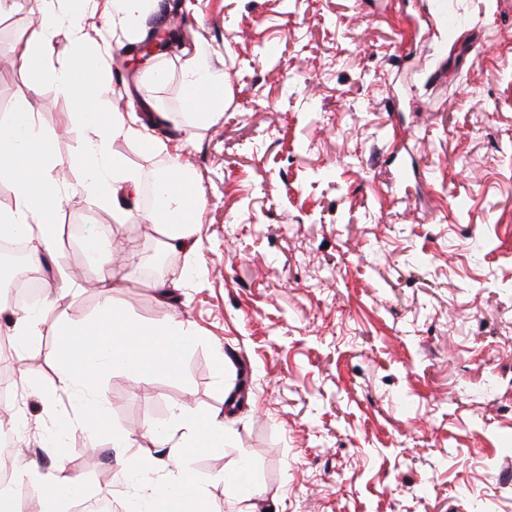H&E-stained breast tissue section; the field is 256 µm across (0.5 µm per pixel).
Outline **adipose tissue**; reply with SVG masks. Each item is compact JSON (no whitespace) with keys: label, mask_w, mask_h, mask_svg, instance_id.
<instances>
[{"label":"adipose tissue","mask_w":512,"mask_h":512,"mask_svg":"<svg viewBox=\"0 0 512 512\" xmlns=\"http://www.w3.org/2000/svg\"><path fill=\"white\" fill-rule=\"evenodd\" d=\"M94 6L95 0H35L38 23L15 63L24 71L40 67L42 77L29 85L27 95L16 103L13 112L0 118V181L8 182L13 191L12 206L0 209V240L25 237L30 244L29 257L36 264L57 249L56 216L67 189L60 171L80 168L84 174L82 189L99 205L120 214L136 193L140 175L113 151V143L135 140L160 154L170 151L166 143L150 134L136 113L113 111L109 100L111 43L105 37L91 36L82 24L84 14ZM63 26L72 32V47L67 59L56 63L52 60L53 39ZM46 82L69 102L68 123L81 125L88 132L80 153L66 160L58 154L54 137L39 123L37 106ZM183 90L203 96L195 114L198 122L209 121L223 108L224 74L214 68L205 50H196L187 64ZM181 169V164L173 161L165 170V187L159 199L171 221L160 225L159 233L164 249L190 254L199 248L194 229L202 211L187 196ZM100 254L105 269L98 276L96 312L83 322L62 319L52 326L58 340L54 388L71 397L70 423L94 437L101 434L99 421L107 417L105 403L95 388L104 371H121L135 379L154 372H178L181 351L194 339L189 325L178 317L146 326L123 313L113 295L117 283L107 269L112 256ZM8 336L18 360L13 382L33 389L37 377L24 358L41 336L39 314L12 312ZM178 420L185 429L181 450L163 460L145 453L130 455L120 475L126 480L166 472L167 481L151 488V497L159 503L181 506L182 512H201L205 503L202 488L181 460L185 449L215 446L214 436L223 432L224 423L216 418L199 420L187 413Z\"/></svg>","instance_id":"adipose-tissue-1"}]
</instances>
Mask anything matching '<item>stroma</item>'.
<instances>
[{
  "label": "stroma",
  "instance_id": "obj_1",
  "mask_svg": "<svg viewBox=\"0 0 512 512\" xmlns=\"http://www.w3.org/2000/svg\"><path fill=\"white\" fill-rule=\"evenodd\" d=\"M448 5L461 19L449 44L433 0H182L163 21L186 45L135 69L109 0L83 20L113 35V111L182 143L203 208L198 253L172 254L163 276L167 301L145 264L112 269L131 318L176 315L197 332L179 372L109 371L96 386L136 453L162 454L153 429L181 410L223 420L224 447L185 451L210 512H235L220 477L242 458L259 512H512V0ZM36 23L34 0L0 17V116L35 78L12 59ZM201 43L224 73L207 125L182 88ZM67 110L44 84L64 156L85 137ZM66 178L58 224L113 225L115 245L154 238L144 205L113 214L79 191V170ZM482 239L493 247L474 255ZM39 274L45 325L94 314L82 246H58ZM18 398L0 406L24 420L6 463L66 467L83 497L123 512L135 487L108 440L62 426L68 394L50 409Z\"/></svg>",
  "mask_w": 512,
  "mask_h": 512
}]
</instances>
